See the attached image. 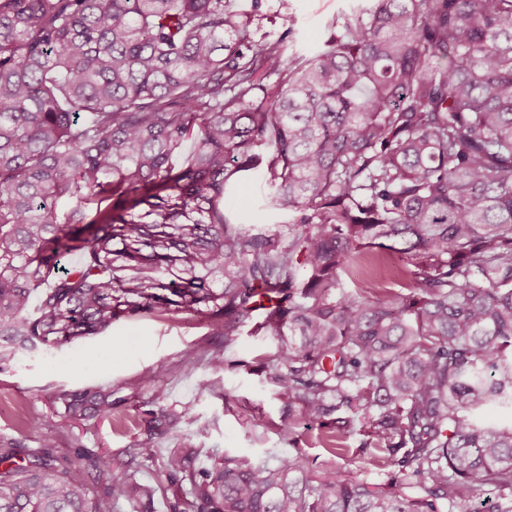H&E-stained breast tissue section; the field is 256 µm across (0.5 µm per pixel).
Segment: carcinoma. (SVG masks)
Instances as JSON below:
<instances>
[{
    "mask_svg": "<svg viewBox=\"0 0 512 512\" xmlns=\"http://www.w3.org/2000/svg\"><path fill=\"white\" fill-rule=\"evenodd\" d=\"M253 20L227 0H0V372L127 318L208 317L226 350L264 330L283 414L336 458L363 428L387 483L312 476L291 426L284 458L203 466L187 438L161 459L186 412L159 388L117 457L0 443V512H153L159 493L168 512H479L484 486L512 512V426L483 423L512 409V0H372L309 54ZM257 168L289 212L271 234L224 208ZM118 405L61 389L53 415Z\"/></svg>",
    "mask_w": 512,
    "mask_h": 512,
    "instance_id": "obj_1",
    "label": "carcinoma"
}]
</instances>
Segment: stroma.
Wrapping results in <instances>:
<instances>
[{
	"instance_id": "obj_1",
	"label": "stroma",
	"mask_w": 512,
	"mask_h": 512,
	"mask_svg": "<svg viewBox=\"0 0 512 512\" xmlns=\"http://www.w3.org/2000/svg\"><path fill=\"white\" fill-rule=\"evenodd\" d=\"M241 8L256 7L258 18L252 27L254 38L291 30L298 51L314 50L325 34L328 22L342 12L362 7L363 0H293L289 13H282L278 0H232ZM265 192L260 175L240 177L235 194L227 199V210L251 208L257 229L272 231L287 221L283 210L258 208ZM220 329L206 319L184 314H165L133 318L120 322L113 330L93 336L52 353H32L12 368L0 372V401L21 408L20 417H0V440H16L28 447H40L53 437L52 452L58 457L72 456L75 448L93 452L119 453L137 437L134 425L137 410L151 399L156 387L167 393L166 405L184 412L181 433H191L197 424L210 426L208 438L200 440L204 450L219 449L253 457L286 456L289 434L299 436V445L312 468H321L329 453L319 442L315 424L296 425L284 430L273 387L264 373L215 371L207 359L191 367L183 363L185 350L223 344ZM140 378L144 385L131 392L126 383ZM221 382L224 395L201 391L199 382ZM87 385L112 389L122 404L112 418L71 424L51 421L54 391L79 389ZM360 437L351 434L348 450L338 462L345 474L378 485L387 480L386 467L375 464L373 449H360Z\"/></svg>"
}]
</instances>
